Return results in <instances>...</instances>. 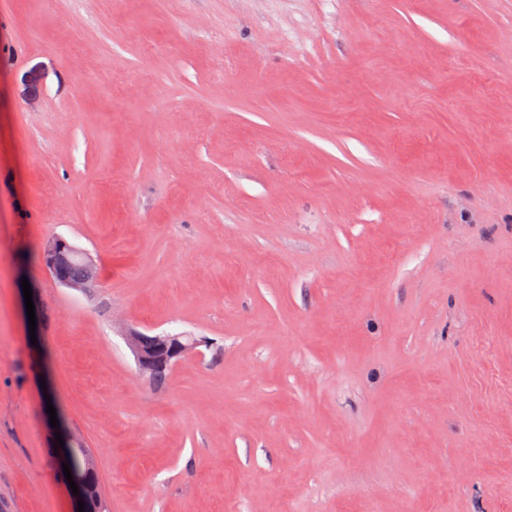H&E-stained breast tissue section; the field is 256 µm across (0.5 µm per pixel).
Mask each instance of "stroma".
<instances>
[{"instance_id": "1", "label": "stroma", "mask_w": 512, "mask_h": 512, "mask_svg": "<svg viewBox=\"0 0 512 512\" xmlns=\"http://www.w3.org/2000/svg\"><path fill=\"white\" fill-rule=\"evenodd\" d=\"M54 417L108 512H512V0H0L5 512ZM41 255L45 269L60 284L77 290L89 288L86 280H72L66 276L68 273L73 277L95 278L96 272L86 270L80 263L74 262L73 257H79L90 268L98 267L96 259L87 250H82L62 237L47 239L41 247ZM71 265V266H70ZM70 266V267H69ZM69 267V268H68ZM124 338L139 375L149 383L158 372L173 370L200 345L199 340L182 334L149 335L133 328L125 330Z\"/></svg>"}]
</instances>
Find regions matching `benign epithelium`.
Returning a JSON list of instances; mask_svg holds the SVG:
<instances>
[{
    "label": "benign epithelium",
    "instance_id": "1",
    "mask_svg": "<svg viewBox=\"0 0 512 512\" xmlns=\"http://www.w3.org/2000/svg\"><path fill=\"white\" fill-rule=\"evenodd\" d=\"M41 255L45 269L60 284L77 290L88 287L86 280H72L66 276L71 259L79 257L90 268L98 267L96 259L90 252L82 250L62 237L47 239L41 247ZM126 344L132 353L139 375L148 382L163 370H172L187 356L197 349L200 341L182 334L157 333L145 334L133 328L124 332ZM64 447L70 454L83 457V466L71 471L72 478L79 489L78 499L89 504L94 496L97 474L90 459L88 449L82 439L70 432L65 439Z\"/></svg>",
    "mask_w": 512,
    "mask_h": 512
}]
</instances>
